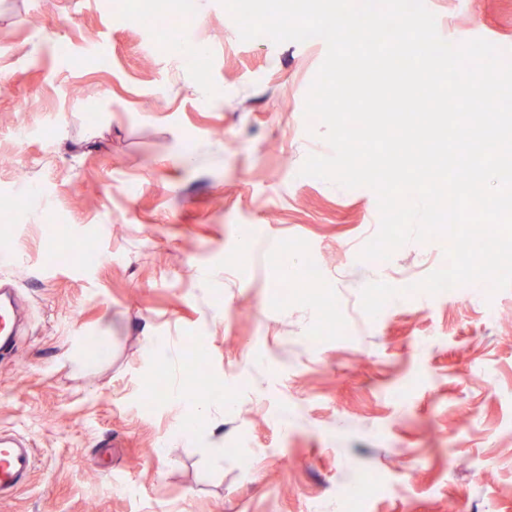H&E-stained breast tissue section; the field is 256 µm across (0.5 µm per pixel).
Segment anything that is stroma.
<instances>
[{
    "instance_id": "stroma-1",
    "label": "stroma",
    "mask_w": 512,
    "mask_h": 512,
    "mask_svg": "<svg viewBox=\"0 0 512 512\" xmlns=\"http://www.w3.org/2000/svg\"><path fill=\"white\" fill-rule=\"evenodd\" d=\"M156 2L0 0V280L22 310L0 431L35 452L0 512H337L365 475L361 512H512V288L402 292L441 239L359 260L374 192L300 173L328 147L304 116L324 40L244 41L196 0L200 74L143 23ZM426 6L444 40L512 61V0ZM297 245L344 325L314 346L321 308L283 290ZM375 281L401 293L372 319ZM198 362L221 398H190Z\"/></svg>"
}]
</instances>
